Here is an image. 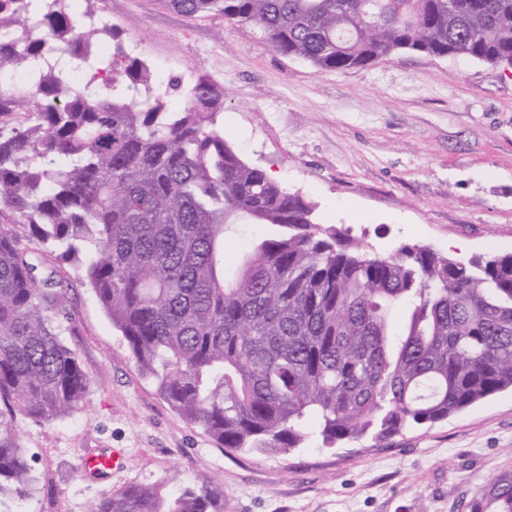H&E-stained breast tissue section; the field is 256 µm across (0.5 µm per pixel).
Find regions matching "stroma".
Returning <instances> with one entry per match:
<instances>
[{"label": "stroma", "instance_id": "35a3bbf8", "mask_svg": "<svg viewBox=\"0 0 512 512\" xmlns=\"http://www.w3.org/2000/svg\"><path fill=\"white\" fill-rule=\"evenodd\" d=\"M136 56L165 77L223 84L224 134L250 165L314 202L317 223L373 251L424 244L467 256L512 253V73L402 50L377 64L320 72L273 50L249 25L186 16L158 0H91ZM67 341L91 379L82 408L19 422L36 483L25 512H90L129 483L224 487V512H466L512 471V393L380 444L310 441L275 455L231 451L187 424L144 378L92 288L68 272ZM122 450L121 469L82 456Z\"/></svg>", "mask_w": 512, "mask_h": 512}]
</instances>
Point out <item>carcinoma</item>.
Returning a JSON list of instances; mask_svg holds the SVG:
<instances>
[{
	"instance_id": "cac0c4a2",
	"label": "carcinoma",
	"mask_w": 512,
	"mask_h": 512,
	"mask_svg": "<svg viewBox=\"0 0 512 512\" xmlns=\"http://www.w3.org/2000/svg\"><path fill=\"white\" fill-rule=\"evenodd\" d=\"M160 2L250 24L321 72L399 50L512 69V0ZM39 5L0 0L16 35L0 77H28L0 91V505L36 481L17 422L66 417L90 388L65 340V266L159 395L231 451L382 441L512 390V253L364 249L241 158L218 121L224 85L161 83L113 26ZM235 224L268 233L230 264ZM466 508L512 512V472ZM90 512H224V490L133 483Z\"/></svg>"
}]
</instances>
